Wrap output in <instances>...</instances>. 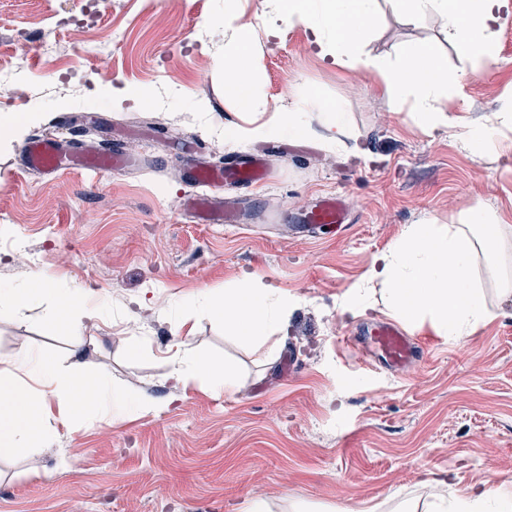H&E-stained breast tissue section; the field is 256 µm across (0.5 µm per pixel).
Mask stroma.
Wrapping results in <instances>:
<instances>
[{
  "instance_id": "35a3bbf8",
  "label": "stroma",
  "mask_w": 512,
  "mask_h": 512,
  "mask_svg": "<svg viewBox=\"0 0 512 512\" xmlns=\"http://www.w3.org/2000/svg\"><path fill=\"white\" fill-rule=\"evenodd\" d=\"M82 8V0H0V100L25 90L23 112L40 115L29 140L103 144L128 130L125 144L142 165L46 176L23 171L22 143L0 144V286L47 274L103 302L78 342L44 308L0 312V356L74 358L84 373L167 407L73 431L45 424L44 442L0 455V512H240L254 497L272 512H400L427 501L429 471L447 474L451 497L512 491V298L486 282L491 315L459 341L408 327L425 354L405 377L359 366L353 340L388 318L383 298L364 313L342 308L374 256L411 225L454 224L477 207L512 225V151L476 155L458 136L512 107V16L495 29L493 61L475 73L437 15L414 25L382 14L364 54L392 61L401 45H426L460 79L440 102L456 129L430 132L410 103L391 106L378 73L316 57L307 25H282L274 0H240L269 111L291 110L313 89L341 106L350 131L327 148L312 111L303 137L268 140L272 177L244 195V226L194 224L179 209L190 190L182 154L221 165L254 147L224 140L225 129L251 119L225 96L218 68L224 0H105L78 42L57 20ZM89 44L109 46L111 83L94 74ZM24 47L26 64L17 59ZM202 112L211 131L199 125ZM318 193L347 198L345 233L330 228L316 241L296 228ZM247 279L298 299L287 333L245 343L209 319L178 327L184 297ZM179 339L232 365L235 391L172 386L168 358Z\"/></svg>"
}]
</instances>
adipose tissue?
Returning <instances> with one entry per match:
<instances>
[{"label": "adipose tissue", "instance_id": "ef3b65f1", "mask_svg": "<svg viewBox=\"0 0 512 512\" xmlns=\"http://www.w3.org/2000/svg\"><path fill=\"white\" fill-rule=\"evenodd\" d=\"M408 23L437 13L455 40L457 51L480 70L493 57L494 28L512 15V0H278L283 23H305L315 54L339 67L378 72L390 100L413 98L422 126L429 130L451 127L447 112L437 109L454 82L446 66L423 45H403L395 62L361 55L359 45L376 27L381 2ZM224 94L245 110L257 113L249 126L228 129L224 138L262 141L299 137L308 111L321 112L326 143L335 146L346 134L345 115L337 105L308 92L290 112L266 114L255 91L260 61L251 47V32L239 22L237 0H224ZM512 234L511 224L474 209L457 224H414L400 241L372 260L348 306L369 310L373 284H380L389 312L404 322L429 325L436 335L459 340L472 335L490 316L486 293L476 272V260L489 245ZM46 306L51 320L81 338L85 323L101 316L102 302L86 290H63L49 276L31 285L0 289V310L20 314ZM297 305L288 293L250 279L221 291L205 290L181 304V323L210 319L247 342L263 340L284 330ZM168 378L177 387L206 385L216 396L238 385L234 368L223 360L177 344L168 359ZM160 403L138 400L112 388L106 376L85 375L77 365L67 367L39 353L0 357V443L42 439L44 423L59 416L69 423L85 416H108L131 411L145 416L161 411ZM425 512H512V493L485 489L457 496L434 497Z\"/></svg>", "mask_w": 512, "mask_h": 512}]
</instances>
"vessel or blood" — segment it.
I'll return each instance as SVG.
<instances>
[{
  "label": "vessel or blood",
  "instance_id": "vessel-or-blood-1",
  "mask_svg": "<svg viewBox=\"0 0 512 512\" xmlns=\"http://www.w3.org/2000/svg\"><path fill=\"white\" fill-rule=\"evenodd\" d=\"M23 152L25 169L44 175L119 173L136 167L140 162L136 154L119 145L108 148L75 147L57 137L32 139ZM265 156V151L254 150L221 167L205 164L192 166L188 172L192 191L181 200L182 211L197 224L239 223L237 201L222 196L220 190L226 186L247 188L267 182L269 171ZM303 222L313 235L324 227L344 232L350 224L349 204L340 194L318 196L305 213ZM366 340L372 357L394 372L410 371L417 360L415 342L395 322L375 323L368 329Z\"/></svg>",
  "mask_w": 512,
  "mask_h": 512
}]
</instances>
